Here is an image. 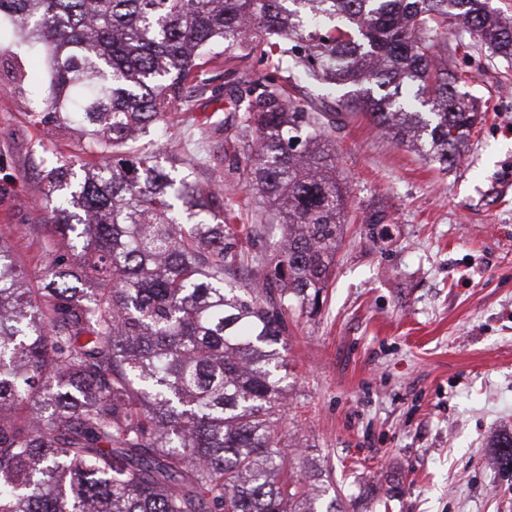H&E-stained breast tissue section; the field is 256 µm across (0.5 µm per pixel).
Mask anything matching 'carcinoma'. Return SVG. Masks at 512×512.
Segmentation results:
<instances>
[{
	"label": "carcinoma",
	"mask_w": 512,
	"mask_h": 512,
	"mask_svg": "<svg viewBox=\"0 0 512 512\" xmlns=\"http://www.w3.org/2000/svg\"><path fill=\"white\" fill-rule=\"evenodd\" d=\"M0 26L16 56L48 47L40 122L98 158L46 175L45 287L0 241V512H320L284 476L278 414L288 312H320L341 242L326 120L362 117L454 167L484 114L450 63L468 45L448 40L512 64V14L488 0H0ZM219 43L273 67L236 89L251 145L228 172L280 229L243 288L224 280L243 230L224 193L186 161L127 149L201 89L197 60ZM282 71L349 91L329 113ZM385 221L370 216V238Z\"/></svg>",
	"instance_id": "carcinoma-1"
}]
</instances>
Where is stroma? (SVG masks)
Returning <instances> with one entry per match:
<instances>
[{
	"label": "stroma",
	"instance_id": "stroma-1",
	"mask_svg": "<svg viewBox=\"0 0 512 512\" xmlns=\"http://www.w3.org/2000/svg\"><path fill=\"white\" fill-rule=\"evenodd\" d=\"M485 114L444 171L357 118L330 129L344 188L342 243L320 314L288 320L281 431L306 490L343 512H512V471L492 446L512 432V68L486 51L457 57ZM257 56L204 55L203 92L168 117L171 139L143 138L194 161L200 180L239 154L230 77L257 78ZM45 55L0 42V240L30 287L53 258L40 202L58 161H83L74 136L34 124L32 78ZM390 237L371 241L366 215Z\"/></svg>",
	"mask_w": 512,
	"mask_h": 512
}]
</instances>
